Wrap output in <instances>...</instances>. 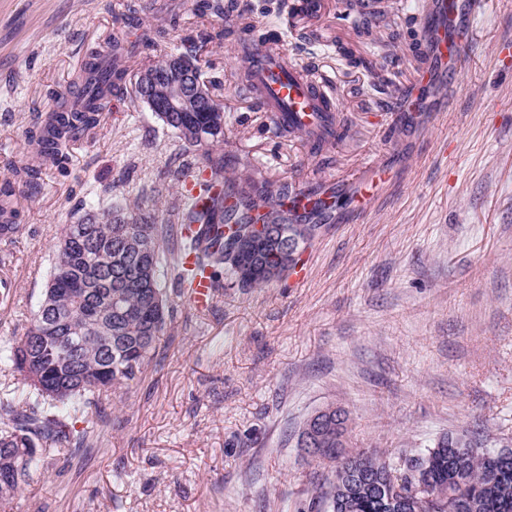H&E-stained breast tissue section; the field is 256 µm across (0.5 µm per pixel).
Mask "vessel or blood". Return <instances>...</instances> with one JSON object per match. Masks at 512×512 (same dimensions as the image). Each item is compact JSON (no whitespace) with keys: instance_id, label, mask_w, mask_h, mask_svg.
I'll return each instance as SVG.
<instances>
[{"instance_id":"b4317fda","label":"vessel or blood","mask_w":512,"mask_h":512,"mask_svg":"<svg viewBox=\"0 0 512 512\" xmlns=\"http://www.w3.org/2000/svg\"><path fill=\"white\" fill-rule=\"evenodd\" d=\"M482 0H437L423 16L424 50L428 63L415 82L399 94V111L411 112L424 93L448 78L462 52L470 44L471 21L482 9ZM243 64L254 76V98L268 112L272 126H288L296 132L326 129L340 136L342 124L322 85L291 62L275 42L249 44L241 52ZM214 281L197 279L188 294L191 305L207 308L216 291Z\"/></svg>"}]
</instances>
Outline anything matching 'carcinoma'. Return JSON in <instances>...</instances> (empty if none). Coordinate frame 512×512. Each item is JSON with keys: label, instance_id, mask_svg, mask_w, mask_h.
<instances>
[{"label": "carcinoma", "instance_id": "cac0c4a2", "mask_svg": "<svg viewBox=\"0 0 512 512\" xmlns=\"http://www.w3.org/2000/svg\"><path fill=\"white\" fill-rule=\"evenodd\" d=\"M134 54L133 42L121 32L110 34L103 48L89 52L78 87L79 105L51 114L35 140L41 162L67 159L70 144L100 125L116 92L129 85L133 94L139 93L142 72L162 75L177 58L201 73L192 45L136 69L127 65ZM165 126L186 151L224 143L222 112H173ZM201 133L206 135L204 143ZM204 161L211 173L210 180L200 183L206 203L196 208L183 201L176 228L156 223L149 212L93 203L78 223L61 228L30 326L24 335L0 343V371L18 377L17 386L0 396V468L13 471L12 482L0 486V501L11 500L26 478L42 470L50 452L70 456L88 443L105 393L127 391L141 381L175 313L160 282L170 254L167 237L180 241L178 253L195 255L194 268L179 275L183 296L186 287L207 273L216 280L224 275L231 286L250 290L282 280L302 262L308 243L297 226L317 229L321 222L307 220L286 206L293 187L236 183L224 177V156L207 152ZM15 195V182H0L1 238L18 229ZM229 199L237 227L228 236L224 203ZM254 210L264 212L265 224L277 235L298 242L287 266L273 279L262 272L246 274L238 265L239 257L253 248ZM319 413L325 418V431L315 459L331 463L333 470L345 462L354 472L370 468L381 489L367 492L353 483L338 490L327 477L300 512H399V503L389 499V461L362 453L346 458L339 449L346 444L347 413L333 405ZM78 422L85 427L76 429ZM48 443L56 449L47 448ZM498 453L486 436L469 433L444 435L421 451L419 456L431 463L439 492L424 512H512V468L506 473L495 470L490 459ZM343 502L351 508H341Z\"/></svg>", "mask_w": 512, "mask_h": 512}]
</instances>
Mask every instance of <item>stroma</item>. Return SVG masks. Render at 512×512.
I'll return each instance as SVG.
<instances>
[{
	"mask_svg": "<svg viewBox=\"0 0 512 512\" xmlns=\"http://www.w3.org/2000/svg\"><path fill=\"white\" fill-rule=\"evenodd\" d=\"M0 0V179L31 162V136L74 106L81 62L117 30L135 65L187 40L219 77L224 173L276 187L326 180L352 192L369 163L387 172L361 215H333L305 253L307 280L249 291L220 280L205 310L176 301L141 382L102 406L90 447L34 473L0 512H296L326 464L296 432L317 409L350 414L348 447L395 459L480 428L512 444V0H484L456 79L394 125L401 88L427 58L421 17L433 0L379 10L330 7L288 23L298 0H235L257 33L326 82L345 122L315 150L279 136L242 90L226 18L196 0ZM178 25L156 31L170 16ZM180 142L125 90L67 161L18 182L19 230L0 238L14 281L0 294V341L23 335L44 291L62 225L89 202L177 221L166 171Z\"/></svg>",
	"mask_w": 512,
	"mask_h": 512,
	"instance_id": "obj_1",
	"label": "stroma"
}]
</instances>
